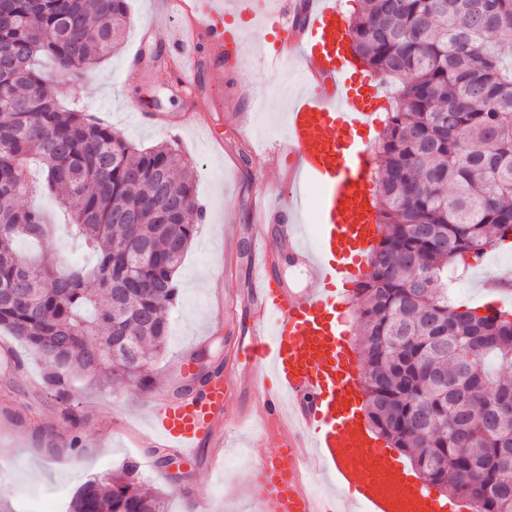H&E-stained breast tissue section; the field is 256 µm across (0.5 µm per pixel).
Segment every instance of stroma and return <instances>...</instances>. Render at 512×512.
I'll return each instance as SVG.
<instances>
[{"mask_svg":"<svg viewBox=\"0 0 512 512\" xmlns=\"http://www.w3.org/2000/svg\"><path fill=\"white\" fill-rule=\"evenodd\" d=\"M128 4L136 23L126 29L120 46L79 80L64 76L55 88L63 100H76L136 149L176 142L197 172L196 197L206 219L176 275L178 303L168 314L169 338L154 365L157 381L151 390L135 385L102 388L88 376H76L71 389L80 422L75 425L60 399L45 389L47 366L36 352L18 342L14 349L20 364L0 356V491L11 512H33L31 496L64 503L89 478L136 461L146 486L166 493L168 512H200L205 500L215 502L218 512H259L254 462L265 453L254 444L259 425L246 427L236 446L211 466L184 462L155 470L149 461L156 453L145 446L144 438L158 398L181 396L184 360L208 347L213 336L224 338L216 359L226 378L248 365L240 339L252 286L254 201L263 191L278 198L288 175L287 163L263 169L257 155L285 141L282 101L300 87L299 61L291 55L283 69L266 68L262 56L272 41L263 36L260 21L245 23L236 11H229L226 20L234 24L237 41L225 46L223 69L211 64L204 68L207 92L197 102L175 93L163 46L166 27L179 25L180 16L159 14L154 0ZM140 49L149 69L132 78L127 65ZM141 109L157 113L158 121L141 123ZM246 112L252 133L244 137L235 117ZM35 203L56 225L52 250L82 260L54 198L40 196ZM501 271L512 274V248L494 249L471 262L450 285L456 303L482 304L492 295L512 307V289L499 288L490 295L481 287L482 281ZM78 427L86 438L76 456L68 443Z\"/></svg>","mask_w":512,"mask_h":512,"instance_id":"1","label":"stroma"}]
</instances>
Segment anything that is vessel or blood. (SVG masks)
<instances>
[{
  "label": "vessel or blood",
  "instance_id": "vessel-or-blood-1",
  "mask_svg": "<svg viewBox=\"0 0 512 512\" xmlns=\"http://www.w3.org/2000/svg\"><path fill=\"white\" fill-rule=\"evenodd\" d=\"M182 16L183 35L166 38L169 52L212 46L223 59L230 33L224 0H168ZM298 44L303 92L286 115V142L297 161L282 190L253 226V288L242 345L250 365L227 386L213 377L196 394L163 398L151 413L155 443L187 462L202 447L224 452L237 429L226 411L232 387L251 390L263 420L258 435L267 452L256 464L262 512H320V496L303 480L310 461L362 512H446L439 498L415 486L400 458L381 448L357 403L364 397L353 373L351 338L336 303L337 285L353 280L370 257L373 202L366 190L371 156L361 138L373 114L359 86H370L352 66L353 36L336 0H311ZM322 189L319 225L308 238L294 197L301 181ZM281 227L278 239L269 224ZM288 248L311 285L286 287L272 263L275 245Z\"/></svg>",
  "mask_w": 512,
  "mask_h": 512
}]
</instances>
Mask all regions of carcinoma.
Segmentation results:
<instances>
[{
	"mask_svg": "<svg viewBox=\"0 0 512 512\" xmlns=\"http://www.w3.org/2000/svg\"><path fill=\"white\" fill-rule=\"evenodd\" d=\"M360 2L354 55L394 83L374 172L383 261L357 294L363 410L445 498L512 512V311L448 301V270L512 236V0ZM129 24L128 0H8L0 13V47L13 52L0 66V329L43 355L46 387L64 399L77 372L153 385L175 276L205 219L175 143L137 152L48 92L42 63L78 77ZM43 194L69 213L93 267L18 253L17 240L51 235L39 207L18 204ZM141 243L154 258L135 263L137 282L116 278ZM120 288L142 292L120 300ZM114 327L135 356L112 350ZM193 357L202 386L222 370L208 349ZM137 471L131 461L89 480L68 512H167Z\"/></svg>",
	"mask_w": 512,
	"mask_h": 512,
	"instance_id": "1",
	"label": "carcinoma"
}]
</instances>
